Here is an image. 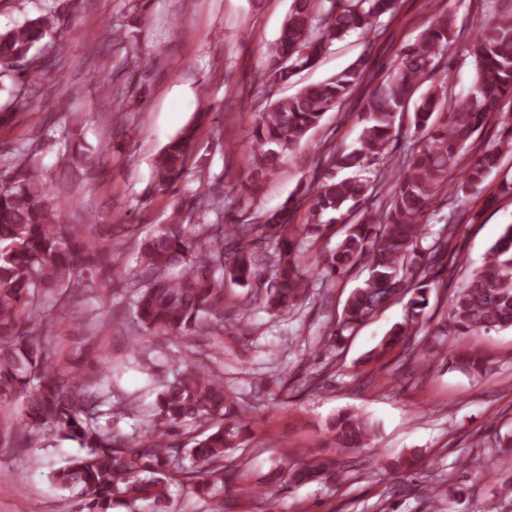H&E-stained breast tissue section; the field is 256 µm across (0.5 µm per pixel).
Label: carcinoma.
I'll return each instance as SVG.
<instances>
[{"label":"carcinoma","instance_id":"carcinoma-1","mask_svg":"<svg viewBox=\"0 0 512 512\" xmlns=\"http://www.w3.org/2000/svg\"><path fill=\"white\" fill-rule=\"evenodd\" d=\"M398 0H291L280 34L267 50L261 78L272 88L313 67L335 41L357 33L374 35L380 19L394 17ZM80 7L62 0L55 9L0 33V73L23 75L35 66L53 70L61 45L50 56L32 54L35 45L55 38L60 17ZM456 43L452 13L437 15L417 39L396 53L386 79L369 93L361 133L352 148H323L324 161L299 160L312 168L309 183L299 185L280 207L251 211L265 179L288 163L301 141L319 127L325 114L340 107L360 86L364 59L324 82L301 87L259 114L248 154L249 181L243 192L226 199L204 170L189 197L172 202V213L156 225L137 252L139 279L131 285L130 332L169 339L200 336L209 340V362L190 358L192 366L161 382L144 430L125 434L117 421L125 407L112 405V389L98 372L80 370L69 358H53V338L67 335L73 308L83 299L90 322L95 306L105 307L108 284L117 272L110 224H71L51 200L54 190L25 146L16 150L0 178V401L22 399L21 437L38 443L48 430L87 449L51 474L61 490L80 488L81 512H163L171 486L186 484L215 499L223 512L224 486L239 478L231 465L243 447L248 409L224 385V337L250 326L249 305L272 316L286 314L305 297V289L324 285L362 266L368 278L348 296L341 317L330 323L325 339L340 348L357 324L393 298L406 297L405 320L393 326L368 360L410 345L429 305V294L444 268L435 266L448 247L454 225H444L428 247L424 219L434 200L448 191V175L459 172L456 198L482 194L499 169L501 155L512 152V118L502 119L497 144L471 150L488 118L512 99V6L475 30L464 51L473 61L471 91L448 97L447 78L438 79L441 56ZM413 107L418 140L391 155L402 117ZM210 113L171 138L153 158L155 192L173 196L185 188L188 163L199 126ZM387 196L383 211L367 212L365 201ZM306 223H293L300 208ZM216 219L207 220L209 213ZM345 224L337 246L321 252L310 266L302 256L308 236ZM243 289V306L225 309L228 288ZM451 322L443 334L466 336L487 328L512 329V224L504 225L488 249L484 264L451 300ZM448 366L467 375L483 373L482 359L467 350H448ZM115 424L104 428L100 419ZM219 419L215 431L200 438L195 428ZM336 447L365 448L374 426L357 414L341 412L328 425ZM190 439L191 465L179 462L181 440ZM496 455L476 456L478 475L507 467L512 473V433L498 437ZM334 458L305 454L284 458L265 482L241 489L264 499L276 487L336 483Z\"/></svg>","mask_w":512,"mask_h":512}]
</instances>
